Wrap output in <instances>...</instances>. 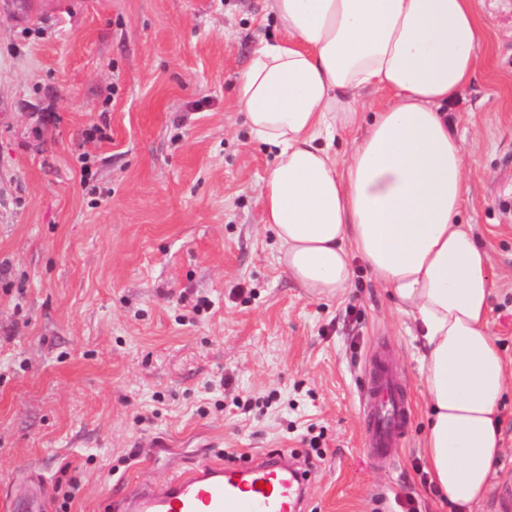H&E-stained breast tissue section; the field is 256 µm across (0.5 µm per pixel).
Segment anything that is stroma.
<instances>
[{"instance_id":"stroma-1","label":"stroma","mask_w":512,"mask_h":512,"mask_svg":"<svg viewBox=\"0 0 512 512\" xmlns=\"http://www.w3.org/2000/svg\"><path fill=\"white\" fill-rule=\"evenodd\" d=\"M262 0H0V503L109 512L113 483L225 449L325 450L314 512H450L424 482L410 319L356 264L340 298L278 265L272 160L235 106ZM485 66L448 107L469 152L463 218L500 276L490 327L512 362V0H481ZM209 307L195 313L198 300ZM386 357L412 415L395 459L365 447L360 391ZM249 401L248 410L235 408ZM505 454L479 512H512ZM165 441L150 452L153 439ZM8 508L11 512H46L47 503L42 485L29 496L13 499L9 502Z\"/></svg>"}]
</instances>
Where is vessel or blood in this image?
<instances>
[{
	"mask_svg": "<svg viewBox=\"0 0 512 512\" xmlns=\"http://www.w3.org/2000/svg\"><path fill=\"white\" fill-rule=\"evenodd\" d=\"M366 445L377 463L394 458L410 405L385 359L364 387ZM310 479L287 452L271 450L239 463H202L156 482L118 487L115 512H307ZM10 512H46L43 490L11 500Z\"/></svg>",
	"mask_w": 512,
	"mask_h": 512,
	"instance_id": "vessel-or-blood-1",
	"label": "vessel or blood"
}]
</instances>
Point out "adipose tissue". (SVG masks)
Returning <instances> with one entry per match:
<instances>
[{
  "instance_id": "adipose-tissue-1",
  "label": "adipose tissue",
  "mask_w": 512,
  "mask_h": 512,
  "mask_svg": "<svg viewBox=\"0 0 512 512\" xmlns=\"http://www.w3.org/2000/svg\"><path fill=\"white\" fill-rule=\"evenodd\" d=\"M263 2L280 37L254 49L236 102L274 150L261 206L278 263L307 296L333 298L357 257L392 294L420 342L431 480L468 512L503 453L498 407L512 386L489 328L491 259L462 219L467 153L448 121L488 27L476 0ZM366 91L387 97L368 123Z\"/></svg>"
}]
</instances>
